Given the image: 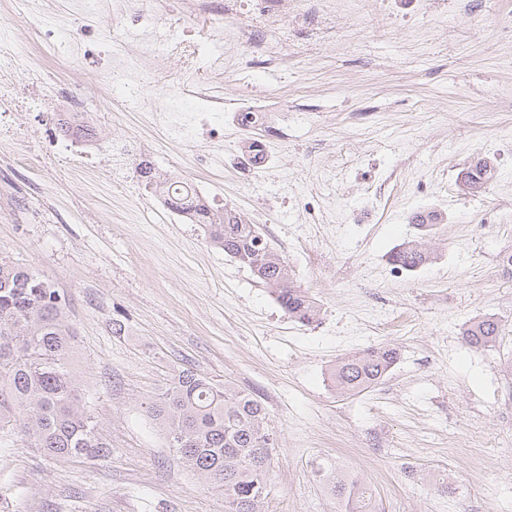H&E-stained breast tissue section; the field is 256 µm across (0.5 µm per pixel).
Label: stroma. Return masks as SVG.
Returning <instances> with one entry per match:
<instances>
[{
	"instance_id": "1",
	"label": "stroma",
	"mask_w": 512,
	"mask_h": 512,
	"mask_svg": "<svg viewBox=\"0 0 512 512\" xmlns=\"http://www.w3.org/2000/svg\"><path fill=\"white\" fill-rule=\"evenodd\" d=\"M207 45L198 75L227 100L264 97L268 162L245 164L249 135L217 133L210 167L192 141L125 111L163 156L169 181L263 228L322 308L305 326L251 271L210 245L202 225L173 224L155 195L68 167L49 137L43 170L7 165L0 143V257L35 268L68 300L78 390L112 445L108 458L45 457L20 431L0 433V512H224V494L190 472L143 404L184 369L259 394L279 448L267 512H336L313 464L340 465L375 491L381 512H512V0H361L333 27H297L279 68L219 76ZM495 178L471 194L476 158ZM435 212L432 265L389 254L414 239L413 213ZM504 326L469 348L477 316ZM124 335L112 333L114 322ZM399 351L363 394L337 396L327 371L370 346ZM487 462L450 455V441ZM448 477L438 494L431 475ZM503 332V325L493 316L476 317L463 328L461 336L472 349L484 350L495 345Z\"/></svg>"
}]
</instances>
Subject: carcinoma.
I'll list each match as a JSON object with an SVG mask.
<instances>
[{"label": "carcinoma", "instance_id": "cac0c4a2", "mask_svg": "<svg viewBox=\"0 0 512 512\" xmlns=\"http://www.w3.org/2000/svg\"><path fill=\"white\" fill-rule=\"evenodd\" d=\"M493 177L488 165L475 164L464 180L484 191ZM148 185L165 201L205 227L210 244L256 269L289 318L302 324L318 320L309 293L293 281L283 283L286 257L261 227L243 220L228 206H208L176 192L173 184ZM433 253L406 242L390 256L392 264L412 271L430 264ZM503 325L493 316L476 317L461 336L472 349L495 345ZM74 333L67 302L40 273L0 258V431L21 429L35 447L52 458L96 460L110 443L93 414L80 406L75 389ZM398 358L395 349L370 347L336 361L330 379L342 397L362 394L379 384ZM148 413L167 433L194 473L224 490V512H265L272 456L264 440L276 441L268 412L257 394L219 383L192 370L181 371ZM318 476L336 496L337 512H377L370 487L341 469L318 465Z\"/></svg>", "mask_w": 512, "mask_h": 512}]
</instances>
